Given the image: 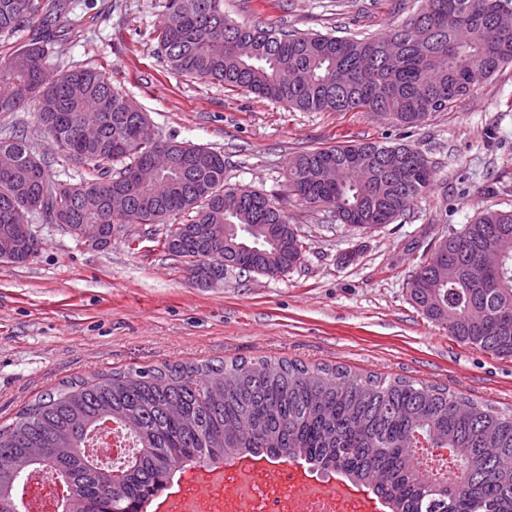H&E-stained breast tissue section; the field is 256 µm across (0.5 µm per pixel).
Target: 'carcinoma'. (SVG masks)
<instances>
[{
  "mask_svg": "<svg viewBox=\"0 0 512 512\" xmlns=\"http://www.w3.org/2000/svg\"><path fill=\"white\" fill-rule=\"evenodd\" d=\"M382 35L337 37L240 23L224 0H167L159 42L173 74L274 100L300 112L363 109L401 127L512 64V26L488 38L512 0H416ZM61 0H0V114L32 106L48 145L82 176L54 181L20 136H0V242L25 262L36 240L21 225L73 210L74 224H164V248L203 274L282 276L304 242L280 203L230 184L224 153L174 140L140 143L141 105L92 67L55 68L49 30L76 29ZM169 195L129 189L160 150ZM435 168L409 144L359 142L300 152L288 196L342 224H391L431 189ZM414 304L457 342L512 358V209L486 207L428 249L408 282ZM113 424L133 439L118 486L84 452ZM303 463L369 490L384 512H512V413L406 378L362 377L287 360L131 367L62 386L0 429V512H22L16 488L36 468L63 483L66 512H150L175 474L238 456Z\"/></svg>",
  "mask_w": 512,
  "mask_h": 512,
  "instance_id": "cac0c4a2",
  "label": "carcinoma"
}]
</instances>
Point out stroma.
Masks as SVG:
<instances>
[{
	"instance_id": "obj_1",
	"label": "stroma",
	"mask_w": 512,
	"mask_h": 512,
	"mask_svg": "<svg viewBox=\"0 0 512 512\" xmlns=\"http://www.w3.org/2000/svg\"><path fill=\"white\" fill-rule=\"evenodd\" d=\"M82 19L59 33L57 62L93 67L135 98L157 139L223 151L229 183L253 187L288 212L306 246L280 277L230 273L206 287L162 245L164 225L116 224L102 249L32 218L41 241L26 263L0 262V425L48 391L128 367L235 358L343 365L360 375L409 377L512 408V358L456 342L412 302L407 282L434 241L486 206L512 209V65L423 126L402 129L368 112H296L171 74L158 47L167 0H64ZM413 0H224L240 22L304 32L381 34ZM51 179L79 174L49 149L34 108L0 114ZM406 143L432 161L434 186L410 212L375 231L289 199L285 173L302 151Z\"/></svg>"
}]
</instances>
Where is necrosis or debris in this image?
Listing matches in <instances>:
<instances>
[{"instance_id":"1","label":"necrosis or debris","mask_w":512,"mask_h":512,"mask_svg":"<svg viewBox=\"0 0 512 512\" xmlns=\"http://www.w3.org/2000/svg\"><path fill=\"white\" fill-rule=\"evenodd\" d=\"M62 488L50 475L30 477L22 491L29 512H58ZM168 512H373L370 495L333 489L319 474L284 463L226 475L223 466L195 467L192 482L177 484Z\"/></svg>"}]
</instances>
